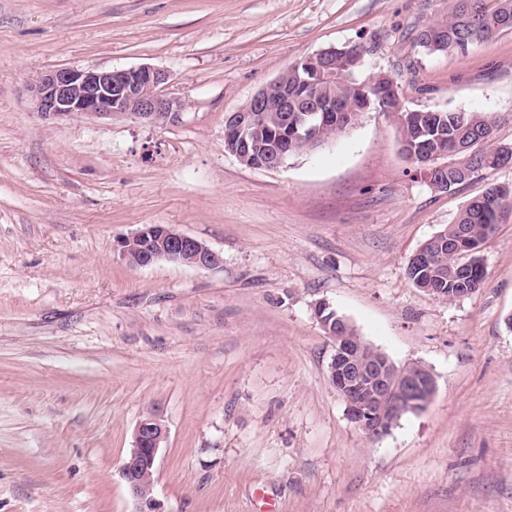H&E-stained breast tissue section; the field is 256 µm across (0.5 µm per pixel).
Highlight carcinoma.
<instances>
[{
    "instance_id": "cac0c4a2",
    "label": "carcinoma",
    "mask_w": 512,
    "mask_h": 512,
    "mask_svg": "<svg viewBox=\"0 0 512 512\" xmlns=\"http://www.w3.org/2000/svg\"><path fill=\"white\" fill-rule=\"evenodd\" d=\"M436 28L448 32V45L440 41L424 40L422 30H417L416 46L426 54H436L450 49L462 54L470 48L493 37L512 30V0H448V15L431 21ZM367 48L351 45L336 48V80L310 89L296 83L293 72H288V87L311 97H331L345 108L336 112V125L322 128L323 138L331 139L337 133L354 124L364 98L371 100L370 109L393 112L400 105L399 87L388 78H376L371 82L356 76L359 67L352 65L355 55H364ZM296 113L260 112L250 130L252 151L261 158L274 152L278 139L285 132V124H293ZM498 122L497 116L486 112L464 110L423 111L411 113L407 124L398 126L402 152L418 165L436 164L454 155L457 144L469 146L474 161L468 173L459 177L460 185L476 174L501 168V148L492 144V136ZM317 143V144H319ZM317 144L293 140L291 152L309 151ZM512 198V186L492 185L482 196L470 200L460 211L455 222L448 226V241L428 242L422 248L424 259L408 264V275L418 288H442L448 296L459 288L478 290L486 276L482 259L469 258L471 268L462 270L463 258L456 256L458 247L462 253L476 241H485L494 233L500 213Z\"/></svg>"
}]
</instances>
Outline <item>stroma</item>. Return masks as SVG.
I'll return each instance as SVG.
<instances>
[{"instance_id": "obj_1", "label": "stroma", "mask_w": 512, "mask_h": 512, "mask_svg": "<svg viewBox=\"0 0 512 512\" xmlns=\"http://www.w3.org/2000/svg\"><path fill=\"white\" fill-rule=\"evenodd\" d=\"M448 0H0V512H136L138 421L168 426L162 512H512V205L479 291L416 288L411 256L512 165L441 189L361 113L277 169L224 147L228 113L329 46L365 45L406 108L498 115L512 147V31L426 55ZM167 71L178 123L43 121L49 70ZM167 224L221 254L132 268L118 243ZM328 304L436 390L369 439L329 380Z\"/></svg>"}]
</instances>
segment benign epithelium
Listing matches in <instances>:
<instances>
[{
  "mask_svg": "<svg viewBox=\"0 0 512 512\" xmlns=\"http://www.w3.org/2000/svg\"><path fill=\"white\" fill-rule=\"evenodd\" d=\"M335 48L321 49L295 63L303 69L300 82L313 85L336 75ZM169 74L147 65L126 69L93 70L62 67L38 76L30 86L31 101L43 120H62L73 115L92 119L131 117L152 125L179 122L184 102L166 92ZM321 113V121L336 111L331 98L321 102L298 97L279 77L257 92L243 108L229 115L224 142L241 162L255 163V154L241 131L258 112ZM121 258L133 268L162 262L198 269H216L222 256L203 241L170 225L146 224L119 243ZM334 343L329 378L345 401L349 416L358 427L377 438L387 433L405 414L424 410L435 392L431 372L419 363L396 364L381 350L366 343L342 316L336 325L322 323ZM168 439V426L156 414L144 416L136 425L134 447L122 465V474L136 512H160L154 498L156 461Z\"/></svg>",
  "mask_w": 512,
  "mask_h": 512,
  "instance_id": "benign-epithelium-1",
  "label": "benign epithelium"
}]
</instances>
